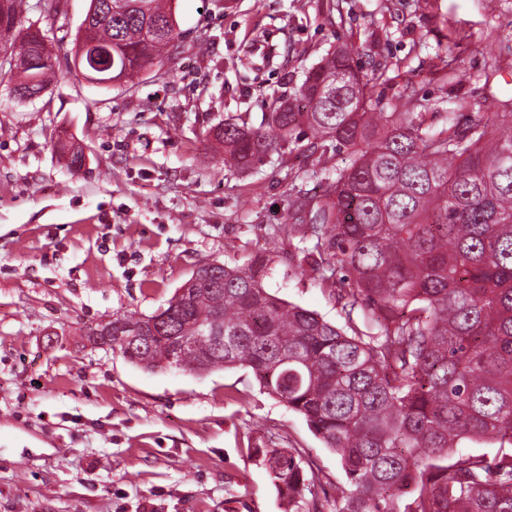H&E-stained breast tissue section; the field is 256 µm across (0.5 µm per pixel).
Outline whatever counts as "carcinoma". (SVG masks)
I'll return each mask as SVG.
<instances>
[{
    "label": "carcinoma",
    "mask_w": 512,
    "mask_h": 512,
    "mask_svg": "<svg viewBox=\"0 0 512 512\" xmlns=\"http://www.w3.org/2000/svg\"><path fill=\"white\" fill-rule=\"evenodd\" d=\"M90 2L72 60L90 37L112 48L101 82L133 80L181 38L172 0L114 13ZM22 12L23 0H0V70L32 98L55 64ZM374 81L338 48L296 92L304 105L273 97L260 127L241 116L215 132L229 167L292 152L302 135L313 155L348 152L326 193L295 190L287 213L349 284L345 323L270 293L260 249L243 267L198 263L149 315L112 314L110 350L162 370L176 342L180 370H249L336 453L345 485L334 512H512V103L450 112L438 128L410 93L372 108ZM357 309L368 311L362 329ZM470 443L500 451L461 452ZM253 452L299 505L316 478L300 452Z\"/></svg>",
    "instance_id": "obj_1"
}]
</instances>
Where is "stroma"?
<instances>
[{
	"label": "stroma",
	"instance_id": "obj_1",
	"mask_svg": "<svg viewBox=\"0 0 512 512\" xmlns=\"http://www.w3.org/2000/svg\"><path fill=\"white\" fill-rule=\"evenodd\" d=\"M26 5L56 78L21 102L0 77V512H285L257 448L298 449L333 500L335 453L248 370L147 371L86 332L154 312L199 261L262 248L272 294L343 322L310 233L268 243L293 188L321 194L315 161L297 149L231 169L214 130L260 125L340 46L375 75L380 108L410 93L438 126L510 100L512 0H174L176 53L122 85L72 66L89 0Z\"/></svg>",
	"mask_w": 512,
	"mask_h": 512
}]
</instances>
